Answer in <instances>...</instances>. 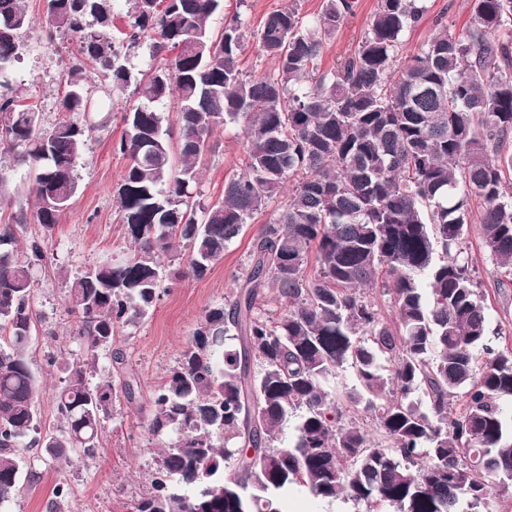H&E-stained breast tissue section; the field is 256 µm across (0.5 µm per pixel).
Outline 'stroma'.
I'll use <instances>...</instances> for the list:
<instances>
[{
    "mask_svg": "<svg viewBox=\"0 0 512 512\" xmlns=\"http://www.w3.org/2000/svg\"><path fill=\"white\" fill-rule=\"evenodd\" d=\"M289 0H224V10L213 20L214 31H222L226 19L240 14L250 32H257L266 15L287 6ZM377 0H357L354 15L337 31L325 47L320 68L330 72L354 51L363 36ZM35 25L25 41L28 50L10 73L13 85L27 103L38 110L44 128H52L64 117L60 110L64 81L73 65H81L84 75L97 77L99 67L85 60L76 61L70 50L51 47L42 0H24ZM472 0H427L424 18L407 29L401 39L398 57L405 60L434 31L433 20L444 15L451 30L467 32L472 20ZM114 27L112 36L121 43V53L133 73L148 72L157 60L148 43L135 47L123 45L127 28L124 0H112ZM108 83L99 80L94 104L104 105L111 120L87 133L82 157L75 168L77 191L47 242L49 262L33 275L35 306L44 320L32 338L29 354L33 368L43 384L39 403L41 425L55 430L60 426L52 395L63 378V362L81 360L84 348L73 336L75 318L66 303L67 280L98 264L128 256L129 249L113 188L126 160L112 149L122 132V113L132 92L107 96ZM211 150L202 169L194 196L210 205L224 195V182L239 172L246 158L241 131L234 126L217 127L210 138ZM0 176L6 180L8 194L0 203V215L32 210L33 179L29 168L10 156L0 157ZM273 212L256 215L248 223L247 233L235 241L200 280L185 279L166 290L153 312L138 325L125 330L120 344L126 366L140 381L138 407L120 405L106 419L95 456L78 458L76 463L58 462L41 455L39 449L25 450L23 458L30 477L22 478L16 495L0 504V512H127L128 504L147 493L154 459L161 448L149 431L147 405L154 389L175 365L182 345L191 336L206 311L223 305L226 294L236 289L237 275L248 261L250 236L261 224L273 219ZM469 254L481 282V291L489 307V337L494 348H512V287H504V273L494 265L483 246L478 225H471ZM64 485L67 494L56 497V485Z\"/></svg>",
    "mask_w": 512,
    "mask_h": 512,
    "instance_id": "stroma-1",
    "label": "stroma"
}]
</instances>
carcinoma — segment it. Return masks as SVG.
<instances>
[{"instance_id":"obj_1","label":"carcinoma","mask_w":512,"mask_h":512,"mask_svg":"<svg viewBox=\"0 0 512 512\" xmlns=\"http://www.w3.org/2000/svg\"><path fill=\"white\" fill-rule=\"evenodd\" d=\"M125 2V40L148 39L164 58L135 81L143 102L126 107L114 146L127 159L113 198L131 255L68 282L84 358L54 393L61 429L44 433L28 354L42 322L32 274L46 266V240L74 197L49 193L77 190L91 98L72 69L61 99L69 118L42 127L7 81L32 19L22 0H0V149L33 166L35 193L31 213L0 224V503L18 490L19 449L95 454L104 420L140 389L129 372H101L99 354L123 364L117 336L152 311L164 283L204 278L271 207L239 287L206 311L153 394L150 433L164 448L133 512H196L209 499L214 512H279L295 488L366 512H477L490 488L512 493V414L500 406L512 400V350L489 344L467 244L475 219L494 264L512 272V0H473L463 36L437 16L403 66L400 37L426 0H377L357 47L331 72L318 62L355 0H323L311 23L291 0L258 30L274 69L249 76L239 68L249 37L240 16L213 33L223 0ZM44 9L112 93L130 87L110 0H44ZM170 96L174 131L152 107ZM220 125L241 128L246 159L222 201L203 207L193 189ZM30 217L43 235L21 250L15 225ZM367 286L390 296L395 321L364 296ZM267 293L273 313L261 308ZM346 369L357 385L340 409L326 386Z\"/></svg>"}]
</instances>
